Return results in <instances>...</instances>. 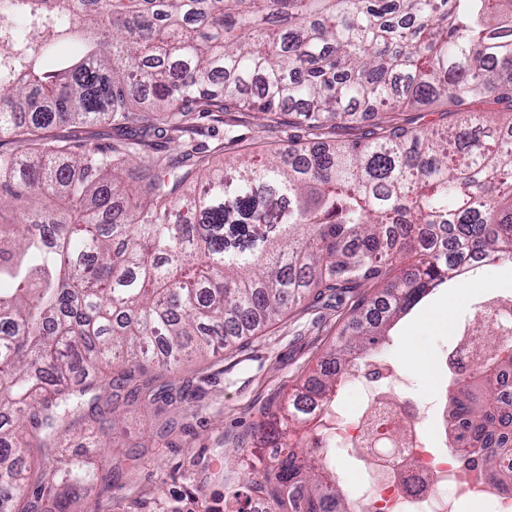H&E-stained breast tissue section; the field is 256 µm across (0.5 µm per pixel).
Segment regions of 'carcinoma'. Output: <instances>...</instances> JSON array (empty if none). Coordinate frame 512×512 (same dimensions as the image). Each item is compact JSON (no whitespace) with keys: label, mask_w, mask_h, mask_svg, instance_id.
Masks as SVG:
<instances>
[{"label":"carcinoma","mask_w":512,"mask_h":512,"mask_svg":"<svg viewBox=\"0 0 512 512\" xmlns=\"http://www.w3.org/2000/svg\"><path fill=\"white\" fill-rule=\"evenodd\" d=\"M445 96L512 111V0H0V512H70L45 486L107 484L119 468L70 462L136 404L186 399L165 379L326 291L378 283L349 339L289 401L280 453L246 463L233 498L267 512H352L336 469L307 456L358 361L395 320L478 257L512 263V125L481 112L419 130L407 107ZM377 122L328 151L302 143L194 168L138 144L59 141L57 124L193 115H293L311 135ZM406 258L397 278L389 269ZM482 363L448 385V448L488 472L512 456V338L484 332ZM159 372L142 380L136 371Z\"/></svg>","instance_id":"obj_1"}]
</instances>
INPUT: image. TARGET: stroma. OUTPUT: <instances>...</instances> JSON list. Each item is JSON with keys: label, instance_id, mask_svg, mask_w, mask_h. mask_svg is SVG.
<instances>
[{"label": "stroma", "instance_id": "35a3bbf8", "mask_svg": "<svg viewBox=\"0 0 512 512\" xmlns=\"http://www.w3.org/2000/svg\"><path fill=\"white\" fill-rule=\"evenodd\" d=\"M194 126L195 144L215 163L250 143L278 148L308 140L304 128L284 115L260 120L251 112H227L219 119L196 118ZM53 133L60 139L102 145L143 135L151 149L168 154L174 153L179 138L164 126L141 123L122 135L104 121L61 125ZM510 289L512 263L488 266L454 278L403 317L393 330L401 341L385 361L386 367L410 378L398 399L442 408L444 380L408 364V351L415 346L437 358L448 356L458 342L452 324L465 322L490 297ZM376 291L370 284L346 293H324L293 308L244 347L185 361L175 380L187 384L189 400L175 428L158 437L162 417L133 406L115 427L99 429L97 445L120 448L124 461L106 489H70L72 512H236L232 494L260 424L287 403L340 342L353 303Z\"/></svg>", "mask_w": 512, "mask_h": 512}]
</instances>
